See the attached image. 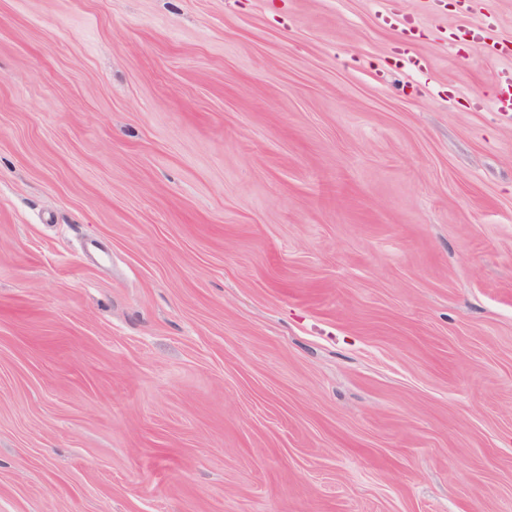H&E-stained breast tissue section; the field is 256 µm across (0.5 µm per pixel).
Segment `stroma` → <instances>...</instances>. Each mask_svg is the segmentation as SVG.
Masks as SVG:
<instances>
[{"label": "stroma", "instance_id": "obj_1", "mask_svg": "<svg viewBox=\"0 0 512 512\" xmlns=\"http://www.w3.org/2000/svg\"><path fill=\"white\" fill-rule=\"evenodd\" d=\"M498 42L512 0H0V512H512Z\"/></svg>", "mask_w": 512, "mask_h": 512}]
</instances>
